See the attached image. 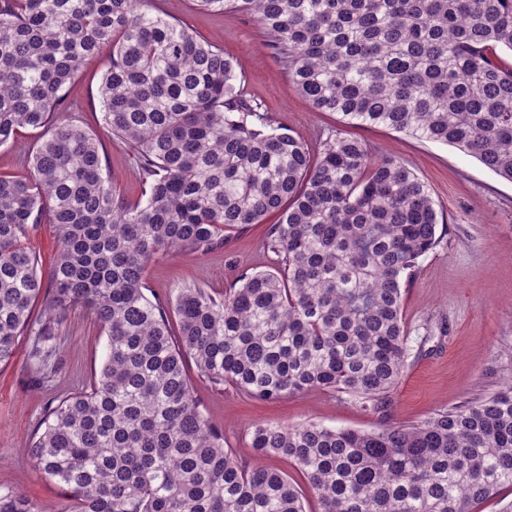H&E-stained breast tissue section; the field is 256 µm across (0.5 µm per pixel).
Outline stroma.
<instances>
[{"label":"stroma","instance_id":"obj_1","mask_svg":"<svg viewBox=\"0 0 512 512\" xmlns=\"http://www.w3.org/2000/svg\"><path fill=\"white\" fill-rule=\"evenodd\" d=\"M170 17L204 41L221 45L236 64L248 98L260 103L272 126L318 148L342 128L339 114L313 111L245 14L212 15L194 0H161ZM109 50L83 61L68 90L69 115L100 132L98 88ZM348 135L365 144L373 158L389 157L424 182L445 222L438 245L418 261L402 289L410 354L391 393L390 422L413 425L442 408L488 397L512 381V181L484 167L459 149L416 139L383 126L351 127ZM109 182L138 196L141 184L127 146L102 135ZM267 227L251 224L231 230L224 246L203 256L163 252L147 268L151 295L164 298L176 289L200 284L214 294L245 270H272L277 256L264 246ZM60 368L54 381L40 383L26 368L25 352L0 369V485L19 489L33 500L70 512L73 498L32 466L26 443L54 399L77 392L99 370L106 338L90 313L72 311L59 337ZM202 410L224 433V445L242 461L253 462V427L266 423H316L330 428L379 429L377 414L333 390L295 393L269 401L253 400L233 385L193 382Z\"/></svg>","mask_w":512,"mask_h":512}]
</instances>
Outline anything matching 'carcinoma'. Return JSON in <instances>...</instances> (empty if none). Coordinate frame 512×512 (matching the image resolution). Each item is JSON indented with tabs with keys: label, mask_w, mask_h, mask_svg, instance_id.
<instances>
[{
	"label": "carcinoma",
	"mask_w": 512,
	"mask_h": 512,
	"mask_svg": "<svg viewBox=\"0 0 512 512\" xmlns=\"http://www.w3.org/2000/svg\"><path fill=\"white\" fill-rule=\"evenodd\" d=\"M194 2L250 15L315 111L452 145L512 181V0ZM104 48L101 124L135 160V198L104 177L99 137L59 117ZM27 128L29 174L0 173V368L25 338L52 381L77 307L107 336L99 373L27 445L72 512H308V495L317 512H477L512 490V388L409 427L255 426L251 448L287 459L302 487L225 448L187 374L191 360L256 400L332 389L387 412L409 355L402 288L438 243L435 202L405 165L341 132L314 153L277 131L221 46L151 0H0V147ZM270 215L275 271L222 298L146 294L157 254L205 255ZM46 221L45 280L26 240ZM0 512L55 510L0 485Z\"/></svg>",
	"instance_id": "carcinoma-1"
}]
</instances>
